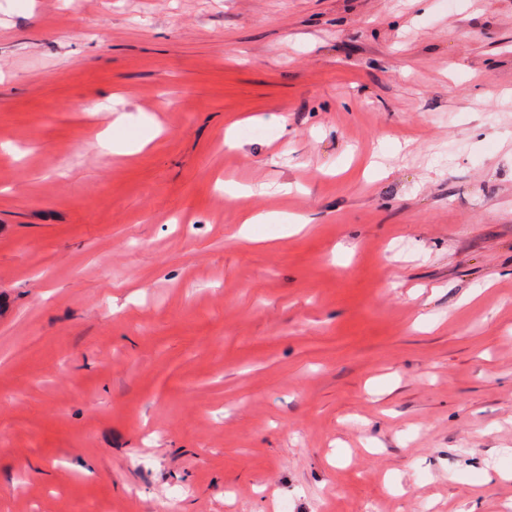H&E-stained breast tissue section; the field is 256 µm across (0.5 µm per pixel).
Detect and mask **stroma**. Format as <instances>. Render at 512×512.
Wrapping results in <instances>:
<instances>
[{
  "mask_svg": "<svg viewBox=\"0 0 512 512\" xmlns=\"http://www.w3.org/2000/svg\"><path fill=\"white\" fill-rule=\"evenodd\" d=\"M0 512H512V0H0Z\"/></svg>",
  "mask_w": 512,
  "mask_h": 512,
  "instance_id": "obj_1",
  "label": "stroma"
}]
</instances>
